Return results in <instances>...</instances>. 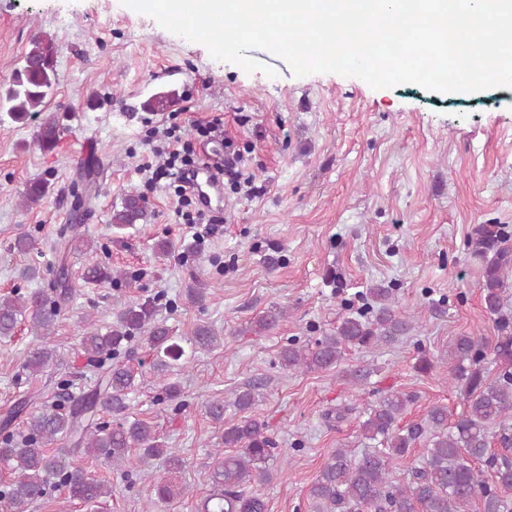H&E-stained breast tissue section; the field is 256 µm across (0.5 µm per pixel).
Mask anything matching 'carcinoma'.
Returning a JSON list of instances; mask_svg holds the SVG:
<instances>
[{"label": "carcinoma", "instance_id": "obj_1", "mask_svg": "<svg viewBox=\"0 0 512 512\" xmlns=\"http://www.w3.org/2000/svg\"><path fill=\"white\" fill-rule=\"evenodd\" d=\"M57 49L53 39L39 36L21 63L13 67L9 80L0 84V110H7L14 122H24L45 107L57 85ZM179 101L174 91L153 95L147 102L153 112H166ZM66 126L57 115L46 117L37 127L35 139L44 151H52ZM48 192V182L38 178L26 186L25 201L35 204ZM147 217L142 196L128 192L113 209L111 225L117 230L138 224ZM68 225L57 241L67 256L77 249ZM468 254L481 266V295L497 336L492 346L468 335L456 337L448 346L449 376L460 391L464 407L453 420L448 408L431 406L425 417L400 425L410 395L390 391L364 412L361 438L373 450L358 458L345 448L336 449L322 467L310 489L315 512H468L478 503V512H512V246L500 224H477L468 237ZM83 279L98 284L112 279V269L100 264L84 268ZM43 290L27 295L0 298V338L13 336L19 321L30 319L41 340L28 349L24 368L32 375L58 366L55 350L42 337L51 331L62 305L73 289L65 268ZM368 306L351 311L331 333L309 346L294 343L280 352V364L290 370H329L342 360L344 351L354 347L371 350L399 341L413 330L411 317L392 305V293L385 287L367 289ZM144 340L154 352L153 368L167 371L177 365L184 349L170 330L153 322L152 302L131 303L117 313V324L106 331L94 328L85 333L81 348L101 370L97 385L80 397L68 396L51 403L33 405L18 402L0 417V464L11 471L12 479L0 487L3 512H28L51 486L60 487L71 499L88 505L112 497V485L88 476L75 458L102 457L115 467L129 463L131 449L139 450L138 460L148 464L163 459L172 469L182 467V459L158 442L149 424L129 419L126 397L136 375L122 357L130 344ZM196 350L214 349L223 337L209 325H199L188 338ZM498 367L490 375L487 360ZM255 401L254 387L235 392L234 399H212L208 416L224 422V409L232 406L246 412ZM107 413L115 424L101 420ZM496 440L504 453L490 452ZM63 440L69 448L48 451V442ZM425 441L421 464L409 479L397 482L390 476L391 464L406 458L419 441ZM223 444L235 449L210 474L212 493L204 512H267L266 501L248 487L272 479L269 461L278 455L276 442L265 433V425L250 416L224 427ZM482 462L493 471L492 482L483 478L474 463Z\"/></svg>", "mask_w": 512, "mask_h": 512}]
</instances>
